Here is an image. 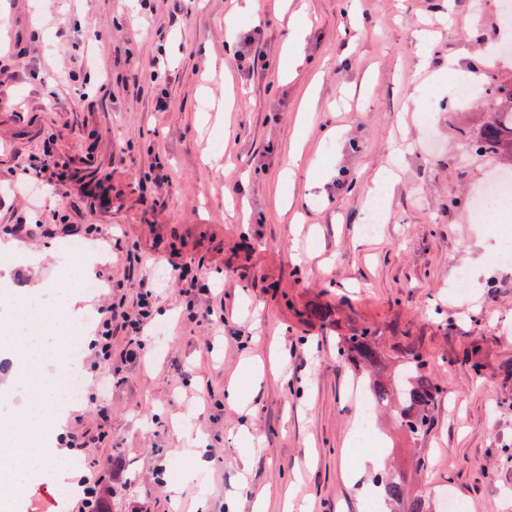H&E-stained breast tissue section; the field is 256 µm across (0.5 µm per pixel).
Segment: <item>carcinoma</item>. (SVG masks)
<instances>
[{"label": "carcinoma", "instance_id": "cac0c4a2", "mask_svg": "<svg viewBox=\"0 0 512 512\" xmlns=\"http://www.w3.org/2000/svg\"><path fill=\"white\" fill-rule=\"evenodd\" d=\"M491 100V112L468 139L481 148L484 156L498 159L502 168L512 170V83L496 84L491 90ZM392 350L400 364L393 376L387 378L385 355L377 346L375 330L354 328L351 333L336 337L338 356L353 365L358 381L375 400V407L391 410L407 435L422 436L437 402L439 386L414 344L398 342ZM379 491L385 503L396 512H431L426 494L413 491L408 473L397 466L381 473Z\"/></svg>", "mask_w": 512, "mask_h": 512}]
</instances>
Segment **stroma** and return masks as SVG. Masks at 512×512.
<instances>
[{
  "label": "stroma",
  "instance_id": "obj_1",
  "mask_svg": "<svg viewBox=\"0 0 512 512\" xmlns=\"http://www.w3.org/2000/svg\"><path fill=\"white\" fill-rule=\"evenodd\" d=\"M503 2L358 0L355 33L345 0H274L257 26L235 16L237 0H0V41L12 48L0 56V244L26 251L0 280L82 296L83 313L56 333L63 350L73 327L100 339L108 306L132 314L141 289L158 296L139 360L116 326L108 353L87 345L77 366L48 359L37 372L60 383L79 373V402L39 429L54 446L68 431L85 440L55 459L77 460L75 479L116 475L109 512H253L290 488L293 512H366L368 457L408 466L417 453L427 495L512 512V267L495 262L498 225L473 213L493 163L466 152L489 94H447L453 72L512 81V57L490 53L507 36ZM287 5L311 20L307 64L288 82ZM256 31L247 74L228 52ZM415 93L438 103L430 124ZM295 138L338 175L322 192L298 176L285 210L278 175ZM24 168L33 178L18 192ZM376 196L386 218L369 235ZM241 205L250 223L235 222ZM68 241L90 247L100 289L76 293L68 274L87 256L62 253ZM183 271L210 287L191 313ZM317 308L329 316L315 319ZM209 309L223 324H208ZM363 324L384 345L416 344L442 388L420 441L384 417L375 438H356L355 372L336 337ZM8 380L2 457L33 392L0 352ZM232 383L236 407L224 403ZM77 510L50 471L0 495V512Z\"/></svg>",
  "mask_w": 512,
  "mask_h": 512
}]
</instances>
